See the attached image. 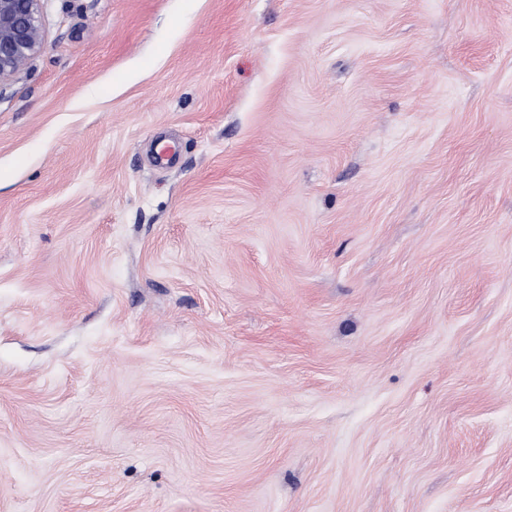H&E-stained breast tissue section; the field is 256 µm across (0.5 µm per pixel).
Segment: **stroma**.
<instances>
[{"label":"stroma","mask_w":512,"mask_h":512,"mask_svg":"<svg viewBox=\"0 0 512 512\" xmlns=\"http://www.w3.org/2000/svg\"><path fill=\"white\" fill-rule=\"evenodd\" d=\"M39 20L0 512H512V0Z\"/></svg>","instance_id":"obj_1"}]
</instances>
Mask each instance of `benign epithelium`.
<instances>
[{
  "instance_id": "7a95c632",
  "label": "benign epithelium",
  "mask_w": 512,
  "mask_h": 512,
  "mask_svg": "<svg viewBox=\"0 0 512 512\" xmlns=\"http://www.w3.org/2000/svg\"><path fill=\"white\" fill-rule=\"evenodd\" d=\"M40 0H0V83L15 76L42 46Z\"/></svg>"
}]
</instances>
